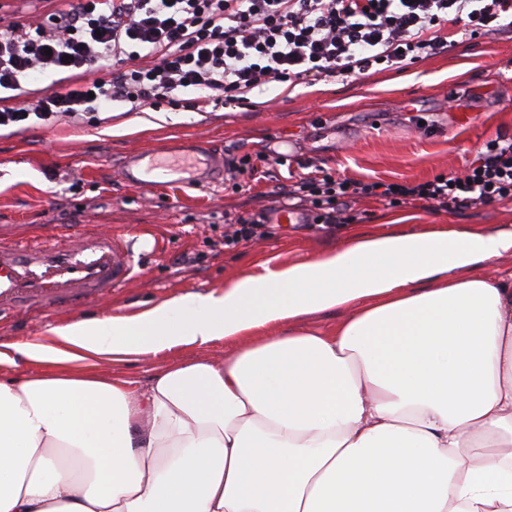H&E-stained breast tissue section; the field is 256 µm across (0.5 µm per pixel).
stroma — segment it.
<instances>
[{
	"mask_svg": "<svg viewBox=\"0 0 512 512\" xmlns=\"http://www.w3.org/2000/svg\"><path fill=\"white\" fill-rule=\"evenodd\" d=\"M457 95L465 104L451 107L449 100ZM254 99L268 102V109H191L187 121L144 130L140 113L118 106L108 110V122L98 125L64 117L50 126L0 132V233L15 235L27 225L49 231L58 224H81L130 235L146 264L127 287L113 289L109 303L132 312L223 290L261 263L285 268L315 260L336 252L359 232L512 228V202L445 212L358 201L352 211H368V218L314 224L298 201L282 207L268 180L246 191L222 181L183 190L133 187L118 177L131 151L163 153L195 139L227 156L290 144L296 161L312 160L363 180L422 181L464 170L477 163L497 135H512L511 32L455 42L448 54L403 72L321 80L289 93L273 83ZM412 108L429 119V127L408 122ZM116 125L125 127V134L114 135ZM283 209L290 222L270 225L266 238L225 247V216L260 211L273 216ZM102 311V306L84 303L48 316L31 312L0 320V343L21 342L42 335L48 326L93 319ZM246 342L242 336L204 348L181 346L159 358L130 356L115 362L101 357L90 366L104 379L121 375L146 384L158 359L220 362Z\"/></svg>",
	"mask_w": 512,
	"mask_h": 512,
	"instance_id": "1",
	"label": "stroma"
}]
</instances>
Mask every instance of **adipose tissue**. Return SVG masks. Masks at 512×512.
Returning <instances> with one entry per match:
<instances>
[{
    "label": "adipose tissue",
    "mask_w": 512,
    "mask_h": 512,
    "mask_svg": "<svg viewBox=\"0 0 512 512\" xmlns=\"http://www.w3.org/2000/svg\"><path fill=\"white\" fill-rule=\"evenodd\" d=\"M512 229L364 234L0 348V512H512ZM344 310L335 327L269 326ZM257 336L105 381L99 356Z\"/></svg>",
    "instance_id": "1"
}]
</instances>
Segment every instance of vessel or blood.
Listing matches in <instances>:
<instances>
[{
	"instance_id": "b4317fda",
	"label": "vessel or blood",
	"mask_w": 512,
	"mask_h": 512,
	"mask_svg": "<svg viewBox=\"0 0 512 512\" xmlns=\"http://www.w3.org/2000/svg\"><path fill=\"white\" fill-rule=\"evenodd\" d=\"M224 167L206 152L203 141L182 143L172 158L142 152L127 157L119 176L139 187L208 183ZM141 262L125 235L75 230L44 239L0 238V316L36 309L44 313L80 300H98L133 280Z\"/></svg>"
}]
</instances>
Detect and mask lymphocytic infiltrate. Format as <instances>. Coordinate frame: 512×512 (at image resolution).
<instances>
[{
    "mask_svg": "<svg viewBox=\"0 0 512 512\" xmlns=\"http://www.w3.org/2000/svg\"><path fill=\"white\" fill-rule=\"evenodd\" d=\"M512 32V0H73L38 25L0 26V129L50 126L69 117L99 124L101 108L167 104L261 111L254 90L294 89L371 70H403L448 48ZM52 76L36 98L26 84ZM276 153L229 163L234 189L286 165ZM281 194L308 205L318 224H348L351 201L397 208L415 201L454 210L512 200V136L491 140L476 166L433 179L365 182L320 165L290 173Z\"/></svg>",
    "mask_w": 512,
    "mask_h": 512,
    "instance_id": "lymphocytic-infiltrate-1",
    "label": "lymphocytic infiltrate"
}]
</instances>
